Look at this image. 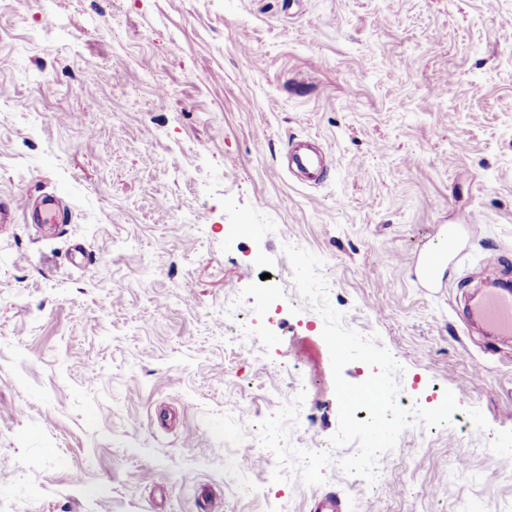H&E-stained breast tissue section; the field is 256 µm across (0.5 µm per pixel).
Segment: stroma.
<instances>
[{
    "instance_id": "obj_1",
    "label": "stroma",
    "mask_w": 512,
    "mask_h": 512,
    "mask_svg": "<svg viewBox=\"0 0 512 512\" xmlns=\"http://www.w3.org/2000/svg\"><path fill=\"white\" fill-rule=\"evenodd\" d=\"M307 136L320 187L279 164ZM46 194L66 223L0 235V512H311L330 490L345 512H512V341L464 324L481 265L512 281V0H0V202ZM468 214L422 293L420 245ZM289 245L399 396L453 392L466 423L404 429L376 488L315 453L251 462L259 436L286 432L284 458L339 427Z\"/></svg>"
}]
</instances>
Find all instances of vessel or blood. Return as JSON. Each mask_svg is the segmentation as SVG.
<instances>
[{"mask_svg": "<svg viewBox=\"0 0 512 512\" xmlns=\"http://www.w3.org/2000/svg\"><path fill=\"white\" fill-rule=\"evenodd\" d=\"M288 156L290 162L306 174L310 184L319 185L325 182L328 165L322 150L313 147L308 141L300 140L291 145ZM20 216L25 221L37 224H57L61 221L60 203L55 197L48 196L39 211L27 209L20 214L10 204L0 203V231L15 224ZM461 254L458 226L443 228L420 250L412 266L411 277L422 288L445 287V271L450 262ZM482 274L486 286L469 304L468 319L479 325L487 335L511 337L512 291L498 288L500 271L496 266L484 267Z\"/></svg>", "mask_w": 512, "mask_h": 512, "instance_id": "1", "label": "vessel or blood"}]
</instances>
